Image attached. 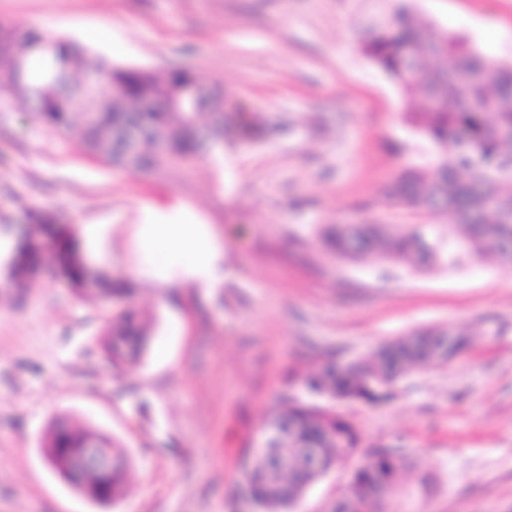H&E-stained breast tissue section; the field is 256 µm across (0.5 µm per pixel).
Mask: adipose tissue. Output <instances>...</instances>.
I'll return each mask as SVG.
<instances>
[{
    "label": "adipose tissue",
    "mask_w": 512,
    "mask_h": 512,
    "mask_svg": "<svg viewBox=\"0 0 512 512\" xmlns=\"http://www.w3.org/2000/svg\"><path fill=\"white\" fill-rule=\"evenodd\" d=\"M140 250L158 252L160 255H178L188 272L191 282L206 286L214 280V272L223 254L221 249L204 239L198 224H143L136 236Z\"/></svg>",
    "instance_id": "obj_1"
}]
</instances>
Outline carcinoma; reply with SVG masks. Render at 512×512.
Returning <instances> with one entry per match:
<instances>
[{
  "label": "carcinoma",
  "instance_id": "carcinoma-1",
  "mask_svg": "<svg viewBox=\"0 0 512 512\" xmlns=\"http://www.w3.org/2000/svg\"><path fill=\"white\" fill-rule=\"evenodd\" d=\"M362 54L406 92L418 91L422 112H406L407 122L438 149L431 168L400 173L384 192L388 205L418 213L451 216V224H410L397 234L384 224H336L324 231L336 255L357 259L369 253L400 263L414 272L437 266L457 268L471 257L494 254L512 262V64L485 60L466 40L432 23L418 22L403 0H384L374 17ZM41 66L34 71L31 58ZM487 71L486 81L466 83L467 71ZM195 82L183 72L160 79L146 69L122 67L78 45L47 37L35 29L0 24V103L26 104L47 127L62 131L79 123L87 153L122 170L154 174L224 153L233 136L259 141L270 133L256 115L240 112L224 99V111H212L205 99L193 108L161 106L178 88ZM141 132L133 154L123 150L133 132ZM31 241L22 229L12 253L36 255L22 248ZM72 241L64 242L60 269L77 287L82 269ZM151 333V321L129 309L112 314L103 344L115 368L140 361ZM446 328L409 331L363 356L329 357L299 382L320 398L282 394L283 404L268 422L274 433L270 454L255 458L248 468V486L260 512H292L306 491L352 456L360 442L355 426L336 412L334 402L381 404L394 398L400 380L415 368L444 366L468 346L467 333L444 342ZM97 431L53 425L43 447L64 441L78 452ZM315 465H305L307 449ZM406 456L385 449L351 472L342 494L351 512H395L397 476ZM127 460L112 449V475L107 483L112 500L125 488Z\"/></svg>",
  "mask_w": 512,
  "mask_h": 512
}]
</instances>
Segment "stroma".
<instances>
[{
  "label": "stroma",
  "mask_w": 512,
  "mask_h": 512,
  "mask_svg": "<svg viewBox=\"0 0 512 512\" xmlns=\"http://www.w3.org/2000/svg\"><path fill=\"white\" fill-rule=\"evenodd\" d=\"M417 18L512 63V0H413ZM375 0H0V24L52 32L82 48L217 85L246 112L284 123L255 144L159 174L91 158L16 105L0 112V240L30 214L72 236L106 225L113 277L130 276L154 321L145 354L114 371L101 351L116 311L77 297L40 239L27 287L0 277V512H254L245 450L325 356L349 358L415 328L473 332L451 364L407 374L391 401L340 403L357 451L312 486L296 512H324L372 446L407 448L398 512H512V263L416 274L336 257L319 231L372 221L444 224V214L384 205L385 183L427 166L433 147L408 125L400 88L358 41ZM105 25L108 41L87 39ZM206 225L224 247L213 287L180 265L155 276L132 235L147 222ZM91 427L127 458L124 495L84 498L44 462L49 425Z\"/></svg>",
  "instance_id": "35a3bbf8"
}]
</instances>
